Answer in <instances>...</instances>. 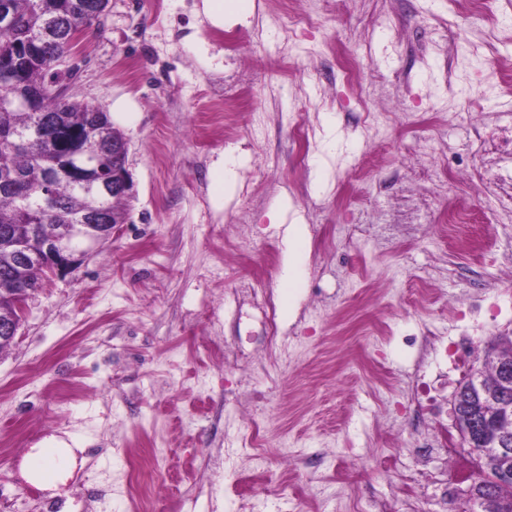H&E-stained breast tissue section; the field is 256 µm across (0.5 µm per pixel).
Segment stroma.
I'll return each instance as SVG.
<instances>
[{
  "mask_svg": "<svg viewBox=\"0 0 512 512\" xmlns=\"http://www.w3.org/2000/svg\"><path fill=\"white\" fill-rule=\"evenodd\" d=\"M79 48L73 97L129 139L136 195L129 223L44 280L0 357V512L404 505L380 451L455 434L457 386L512 335V0H224L220 27L202 0H109ZM240 288L279 301L276 382L228 364L242 337L265 356ZM425 325L470 353L422 363ZM419 380L442 414L414 412ZM239 381L262 397L226 408ZM244 414L267 467L232 496L211 461ZM54 437L81 464L44 489L26 468ZM286 447L321 467L283 477ZM421 469L422 512H465L456 461Z\"/></svg>",
  "mask_w": 512,
  "mask_h": 512,
  "instance_id": "1",
  "label": "stroma"
}]
</instances>
